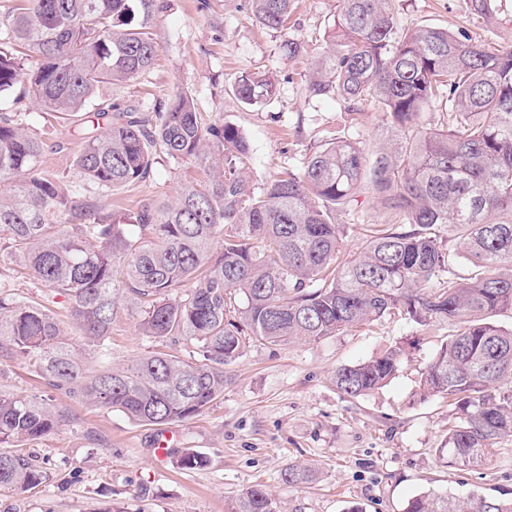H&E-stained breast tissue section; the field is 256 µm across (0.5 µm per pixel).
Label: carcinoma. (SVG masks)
<instances>
[{
  "mask_svg": "<svg viewBox=\"0 0 512 512\" xmlns=\"http://www.w3.org/2000/svg\"><path fill=\"white\" fill-rule=\"evenodd\" d=\"M250 2L263 26L288 23L293 0ZM469 6L496 23L495 0ZM154 12L155 0H10L0 13V94L38 107L31 127L18 112H0V364L22 358L45 387L75 403L164 424L224 395V366L248 337L275 346L318 340L396 313L420 326L446 321L455 334L427 366L421 390L461 410L448 428V463L484 466L512 437V329L493 321L512 312V46L492 47L463 28L402 30L395 0H340L331 48L309 73L308 91L351 114L382 113L388 136L372 154L360 135L318 145L301 170L255 195L239 169L248 155L239 129L203 122L191 95L148 113L97 102L103 86L153 66ZM233 91L261 107L277 88L243 72ZM435 108L437 123L423 126L422 113ZM77 115L84 129L69 167L45 175V153L68 147L35 125ZM162 158L191 160L208 179L134 210L112 208V196L147 180ZM366 186L393 223L340 266L336 211ZM447 241L479 268L475 277H455ZM17 266L63 299L97 369L66 342L54 312L11 289ZM119 293L132 297L142 335L189 341L198 357L153 353L112 368L106 339ZM400 359L390 349L337 367L332 379L342 395L365 396L394 377ZM65 424H79L69 408L0 389L1 448ZM175 464L195 471L207 460L186 451ZM314 478L309 466L283 473L294 486ZM47 480V468L29 456L0 453V490L32 491ZM235 512L276 506L255 484ZM404 512H512V499L424 492Z\"/></svg>",
  "mask_w": 512,
  "mask_h": 512,
  "instance_id": "obj_1",
  "label": "carcinoma"
}]
</instances>
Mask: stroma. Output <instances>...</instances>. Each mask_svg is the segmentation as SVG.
I'll return each mask as SVG.
<instances>
[{
    "label": "stroma",
    "instance_id": "1",
    "mask_svg": "<svg viewBox=\"0 0 512 512\" xmlns=\"http://www.w3.org/2000/svg\"><path fill=\"white\" fill-rule=\"evenodd\" d=\"M498 20L486 28L468 0H396L403 29L430 25L500 45L512 44V0H497ZM338 0H293L288 27L272 30L255 21L250 0H159L150 32L159 52L144 76L104 88L102 98L122 109L152 110L175 93L190 94L205 121L236 126L249 146L245 170L253 192L288 170L300 169L317 142L360 131L371 145L384 137L381 113L362 124L333 98L310 96L305 75L329 48L325 34ZM288 39L305 44L303 56H282ZM269 76L277 95L264 107L242 105L233 93L240 72ZM202 178L194 164L161 161L147 181L114 196L130 209L175 194L181 177ZM389 212L371 191L338 216L349 259ZM107 340L112 364L122 367L155 352L190 358L191 344L139 335L126 298ZM452 325L420 327L398 315L317 341L271 346L247 343L226 366L224 394L204 412L166 425H142L121 413L78 404L77 425H64L24 450L44 461L49 478L31 492L0 491V512H233L255 484L273 494L277 512H403L411 497L432 491L455 498L482 494L512 498V438L501 440L491 462L477 470L448 466L439 454L456 408L447 399L419 394L422 373ZM403 355L394 378L351 399L332 382L336 367L368 360L393 346ZM175 436V455L194 451L205 468L185 471L173 459L155 463L152 445ZM291 463L315 468L300 487L284 483Z\"/></svg>",
    "mask_w": 512,
    "mask_h": 512
}]
</instances>
